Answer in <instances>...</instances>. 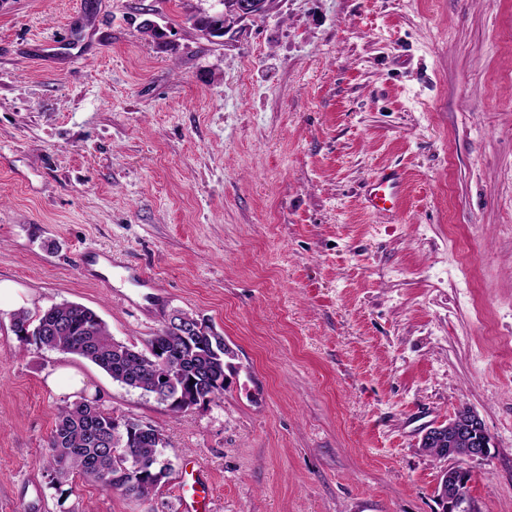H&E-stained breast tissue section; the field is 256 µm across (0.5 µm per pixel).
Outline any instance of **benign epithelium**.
I'll return each mask as SVG.
<instances>
[{"mask_svg": "<svg viewBox=\"0 0 512 512\" xmlns=\"http://www.w3.org/2000/svg\"><path fill=\"white\" fill-rule=\"evenodd\" d=\"M273 0H242L232 10L224 12V32L228 33L247 19L254 18L269 9ZM440 446L441 460L479 461L490 454L491 438L484 423L475 412L453 424L449 429L438 425L426 430L421 445ZM470 471L450 467L443 474L438 488L443 512H472L468 497L458 489V484L467 481Z\"/></svg>", "mask_w": 512, "mask_h": 512, "instance_id": "7a95c632", "label": "benign epithelium"}]
</instances>
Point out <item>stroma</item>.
Returning a JSON list of instances; mask_svg holds the SVG:
<instances>
[{
	"label": "stroma",
	"mask_w": 512,
	"mask_h": 512,
	"mask_svg": "<svg viewBox=\"0 0 512 512\" xmlns=\"http://www.w3.org/2000/svg\"><path fill=\"white\" fill-rule=\"evenodd\" d=\"M217 8L0 0V282L128 344L189 312L237 352L223 400L177 413L0 310V512H181L193 465L210 512H442L420 441L465 407L493 444L470 496L512 512V0H275L211 39L186 20ZM383 166L404 192L376 213ZM63 368L164 433L147 501L51 482ZM403 192V176L395 167H384L379 170L376 178L364 187L365 201L373 209H385L388 201L398 199Z\"/></svg>",
	"instance_id": "35a3bbf8"
}]
</instances>
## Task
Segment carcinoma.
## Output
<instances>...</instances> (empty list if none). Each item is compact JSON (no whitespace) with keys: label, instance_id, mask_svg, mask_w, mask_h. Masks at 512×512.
<instances>
[{"label":"carcinoma","instance_id":"obj_1","mask_svg":"<svg viewBox=\"0 0 512 512\" xmlns=\"http://www.w3.org/2000/svg\"><path fill=\"white\" fill-rule=\"evenodd\" d=\"M212 19L205 13L188 17L196 30L211 38ZM175 320L141 348L115 340L93 310L76 303L54 304L35 318L19 311L13 314V331L22 341L77 355L143 394L222 399L226 373L236 372L235 352L206 321L183 311ZM137 426L138 421L116 417L85 397L61 407L46 463L52 482L61 485L78 474L106 490L149 498L167 477L156 462L161 431L153 427L130 437Z\"/></svg>","mask_w":512,"mask_h":512}]
</instances>
